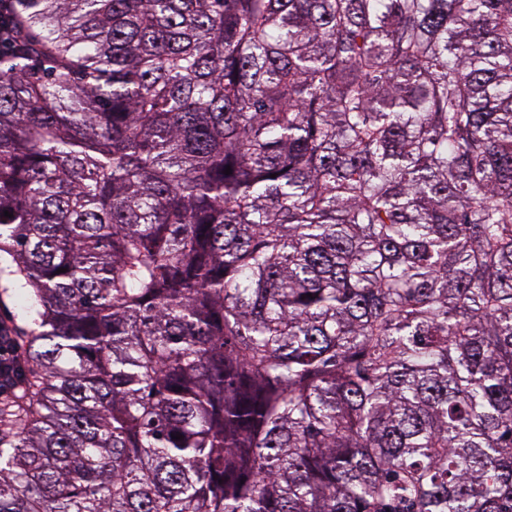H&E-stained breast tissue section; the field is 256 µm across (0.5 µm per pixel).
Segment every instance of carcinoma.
<instances>
[{"mask_svg": "<svg viewBox=\"0 0 512 512\" xmlns=\"http://www.w3.org/2000/svg\"><path fill=\"white\" fill-rule=\"evenodd\" d=\"M6 3L0 512H512V0ZM26 301L16 289L3 290L0 288V326L7 327L11 335L15 336L20 354L23 353L25 337L31 328L27 316L24 314ZM10 336H1V392L8 393L16 387L17 374L20 370L17 352ZM8 356V357H6ZM0 396L2 406L11 401V395Z\"/></svg>", "mask_w": 512, "mask_h": 512, "instance_id": "carcinoma-1", "label": "carcinoma"}]
</instances>
